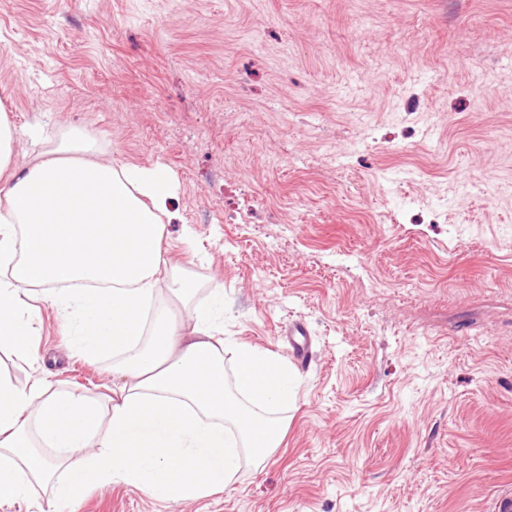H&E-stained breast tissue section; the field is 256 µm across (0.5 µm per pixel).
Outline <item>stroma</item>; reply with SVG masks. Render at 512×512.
Instances as JSON below:
<instances>
[{
  "mask_svg": "<svg viewBox=\"0 0 512 512\" xmlns=\"http://www.w3.org/2000/svg\"><path fill=\"white\" fill-rule=\"evenodd\" d=\"M0 104L163 165L169 254L224 337L314 360L233 490L125 485L0 512H491L512 491V0H0ZM193 245L181 243L184 225ZM19 387L98 400L41 297ZM307 334V327L301 321L288 323L282 333L288 341V353L300 364H306L313 358V351L306 342Z\"/></svg>",
  "mask_w": 512,
  "mask_h": 512,
  "instance_id": "35a3bbf8",
  "label": "stroma"
}]
</instances>
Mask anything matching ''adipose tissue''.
<instances>
[{"instance_id": "obj_1", "label": "adipose tissue", "mask_w": 512, "mask_h": 512, "mask_svg": "<svg viewBox=\"0 0 512 512\" xmlns=\"http://www.w3.org/2000/svg\"><path fill=\"white\" fill-rule=\"evenodd\" d=\"M33 161L18 164L19 146ZM87 129L0 113V348L37 360L42 298L70 327L72 355L112 357L108 406L40 379L0 375V503L33 487L70 501L124 484L166 502L232 487L283 439L297 375L274 353L223 339L224 291L176 320L160 298L175 278L164 248L175 182L161 165H116Z\"/></svg>"}]
</instances>
